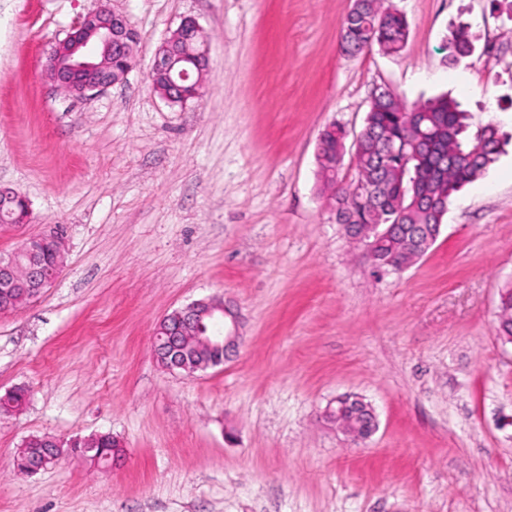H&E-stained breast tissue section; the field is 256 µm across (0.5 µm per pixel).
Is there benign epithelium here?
Listing matches in <instances>:
<instances>
[{
    "mask_svg": "<svg viewBox=\"0 0 512 512\" xmlns=\"http://www.w3.org/2000/svg\"><path fill=\"white\" fill-rule=\"evenodd\" d=\"M193 40L199 55L207 56L206 40L197 22L192 18L181 21L169 40ZM137 44L134 29L125 15L101 8L88 13L78 21L66 38L53 46L46 65L54 84L75 97H86L123 82L132 69L131 63H117L134 55ZM204 68H184L177 72L178 80L170 81L161 96L169 101L174 97L197 98ZM392 225L370 224L363 232L368 255H373L379 241L389 236ZM58 275L44 276L42 270L31 267L25 279H20L9 265L0 264V308L5 309L14 300L16 291L34 284L49 288ZM174 323L168 329L164 351L171 359V368H179L183 340L197 339L210 347H221L224 354L234 351L241 341L237 314L224 303V299L212 296L197 300L170 314Z\"/></svg>",
    "mask_w": 512,
    "mask_h": 512,
    "instance_id": "benign-epithelium-1",
    "label": "benign epithelium"
}]
</instances>
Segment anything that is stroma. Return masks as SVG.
Instances as JSON below:
<instances>
[{"label": "stroma", "instance_id": "35a3bbf8", "mask_svg": "<svg viewBox=\"0 0 512 512\" xmlns=\"http://www.w3.org/2000/svg\"><path fill=\"white\" fill-rule=\"evenodd\" d=\"M404 51L350 56L351 0H0V185L29 201L0 254L60 233L65 264L34 302L0 312V512H512V144L452 201L435 244L378 274L320 191L316 148L358 135L371 97L442 93L512 135V0H392ZM138 34L124 82L83 100L43 68L101 7ZM207 37L201 98L149 85L184 17ZM468 25L475 50L449 62ZM221 295L243 340L193 376L153 352L160 319ZM373 404L352 444L326 418ZM111 434L109 466L69 456L23 476L22 441ZM472 43L474 44V36L468 26L460 25L447 39L448 58L456 60L459 56H464V49L471 51ZM499 334L511 342L512 336V283L500 295Z\"/></svg>", "mask_w": 512, "mask_h": 512}]
</instances>
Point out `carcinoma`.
<instances>
[{"instance_id": "carcinoma-1", "label": "carcinoma", "mask_w": 512, "mask_h": 512, "mask_svg": "<svg viewBox=\"0 0 512 512\" xmlns=\"http://www.w3.org/2000/svg\"><path fill=\"white\" fill-rule=\"evenodd\" d=\"M409 37L404 14L385 5V0H355L354 10L341 23L340 44L347 55L376 45L386 54L401 52ZM470 28L458 26L447 39L448 58L456 60L472 49ZM467 112L446 97L425 102H407L390 92L374 95L366 114L364 132L355 143L353 158L356 179L364 190L342 187L344 181L339 152L345 148V129L332 123L321 133L317 162L322 189L333 191L336 223L347 236L360 233L367 224H392L394 233L375 249L374 262L399 269L424 256L436 242L448 207L455 194L477 180L500 152L501 138L493 123L468 132ZM402 168L407 179L398 186L389 171ZM26 208L13 197L0 199V224H15ZM43 267L52 272L62 264V246L53 239L43 248ZM499 335L512 337V284L500 295ZM222 353L206 347L188 355L191 369L205 370L218 365ZM26 391L17 388L0 396V414H11L26 404ZM347 404L333 417L345 433L360 430L365 401L347 396L336 406ZM93 450L87 456L91 466L124 454L111 435L88 437ZM62 454L61 447L43 436L26 438L15 460L43 461Z\"/></svg>"}]
</instances>
